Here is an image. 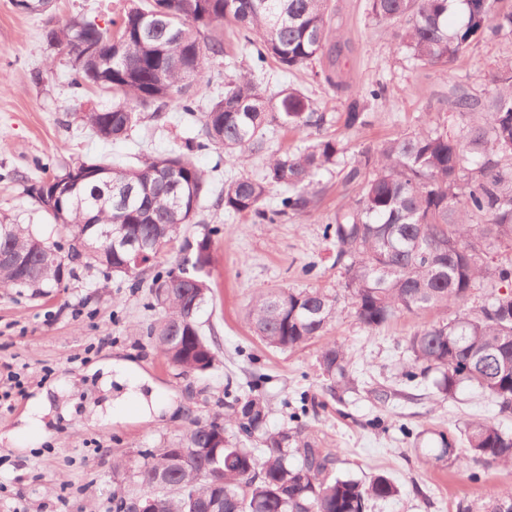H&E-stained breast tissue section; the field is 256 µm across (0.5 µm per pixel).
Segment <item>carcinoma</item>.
<instances>
[{
    "label": "carcinoma",
    "mask_w": 512,
    "mask_h": 512,
    "mask_svg": "<svg viewBox=\"0 0 512 512\" xmlns=\"http://www.w3.org/2000/svg\"><path fill=\"white\" fill-rule=\"evenodd\" d=\"M371 16L391 28L397 48L428 66H448L472 42L512 32V9L494 8L498 0H367ZM253 48L254 61L274 59L290 71L313 64L315 75L338 90L330 0H139L117 20L118 39L94 23L72 17L50 29L54 46L65 54L80 40L97 53L70 58L72 84L112 90V106L92 109L81 121L98 137L129 136L137 111L161 117L171 105L197 112L193 86L205 78V61L224 51V21ZM497 92L487 99L456 90L448 111L470 117L463 130L448 132V121L414 129L376 146L365 145L342 182L357 187L326 235L336 241V264L344 270L347 299L365 328L374 330L401 313L419 315L464 302L480 280L512 283V266L490 268L484 250L512 246V63L488 74ZM345 126L371 125L364 100H345ZM325 121L317 104L300 90L267 93L251 72L224 78V90L202 113L201 133L185 139L184 151L160 155L134 168L112 167V174H87L82 162L44 178L39 204L71 238L57 264L49 254L61 250L29 224H0V256L21 253L29 265L0 263V285L31 289L61 288L84 262L112 275L137 277L124 268L125 255L98 239L102 227L127 226V233L155 245L157 256L195 223L206 193L207 175L193 154L217 148L246 163L266 156L264 178L239 177L224 183L217 203L235 213L274 222L314 211L325 192L315 180L337 165L344 152L333 138H319L299 154L269 148L268 133L319 127ZM288 189L278 208L264 206L271 187ZM210 233L180 246L175 266L153 278L150 288L165 310L150 328L165 360L182 375L203 374L214 366L215 342L197 321L213 297L210 284ZM339 315L337 295L321 289L257 290L247 309L256 336L275 351L295 350L325 335ZM411 370L405 377L437 374V395L453 397L462 385L486 393L500 412L512 411V289L496 291L478 309L450 321L425 324L408 338ZM319 369L336 386L353 378L345 347L323 346ZM235 440L216 435L227 427L196 421L184 443L196 449L190 462L174 461L165 446L143 457L133 472L140 492L156 501L157 512H366L371 499L399 494L387 475L362 482L335 475V458L314 447L298 423L276 432L267 429L264 400L249 393L226 404ZM465 447L441 437L440 456L458 463L472 455L488 464L512 463V434L489 419L471 421L463 430ZM257 441L258 448L247 443ZM485 512H512V493L491 497Z\"/></svg>",
    "instance_id": "1"
}]
</instances>
